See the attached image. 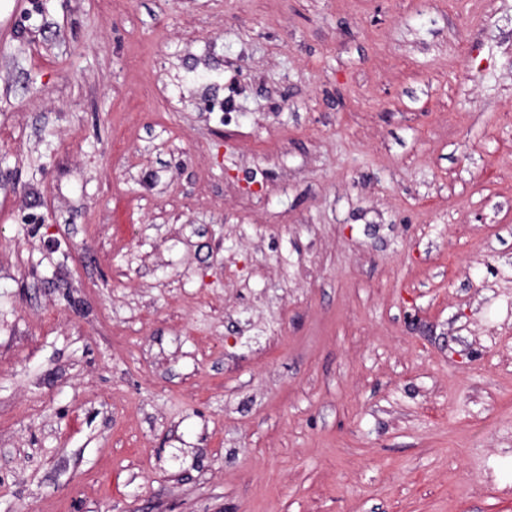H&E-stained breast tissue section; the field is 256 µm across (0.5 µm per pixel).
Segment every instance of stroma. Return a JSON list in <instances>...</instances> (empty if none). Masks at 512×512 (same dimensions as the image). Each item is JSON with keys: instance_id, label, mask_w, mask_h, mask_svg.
Here are the masks:
<instances>
[{"instance_id": "1", "label": "stroma", "mask_w": 512, "mask_h": 512, "mask_svg": "<svg viewBox=\"0 0 512 512\" xmlns=\"http://www.w3.org/2000/svg\"><path fill=\"white\" fill-rule=\"evenodd\" d=\"M0 512H512V0H0Z\"/></svg>"}]
</instances>
